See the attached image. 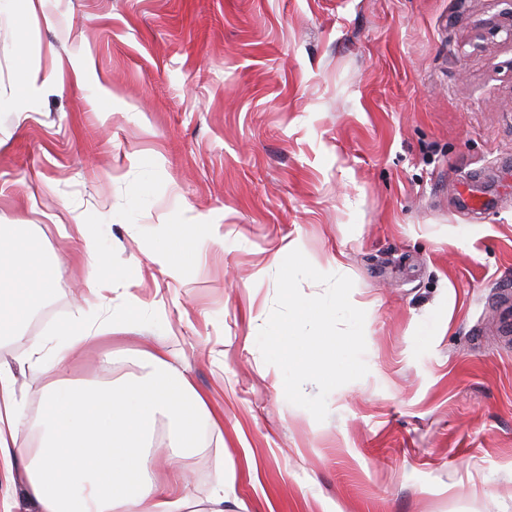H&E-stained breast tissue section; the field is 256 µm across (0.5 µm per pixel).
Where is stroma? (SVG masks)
Here are the masks:
<instances>
[{
  "label": "stroma",
  "mask_w": 512,
  "mask_h": 512,
  "mask_svg": "<svg viewBox=\"0 0 512 512\" xmlns=\"http://www.w3.org/2000/svg\"><path fill=\"white\" fill-rule=\"evenodd\" d=\"M0 16V225L41 239L57 312L0 341L19 444L59 376L119 382L120 344L24 362L72 318L126 319L223 418L187 491L224 512H512V0H13ZM43 83L18 121L21 70ZM495 193L464 210L459 176ZM115 274L96 300L69 239ZM190 258L166 263L167 240ZM300 249L351 278L368 374L317 422L256 339Z\"/></svg>",
  "instance_id": "stroma-1"
}]
</instances>
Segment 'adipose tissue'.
Here are the masks:
<instances>
[{
  "label": "adipose tissue",
  "mask_w": 512,
  "mask_h": 512,
  "mask_svg": "<svg viewBox=\"0 0 512 512\" xmlns=\"http://www.w3.org/2000/svg\"><path fill=\"white\" fill-rule=\"evenodd\" d=\"M38 239L0 226V335L22 328L52 295L54 280ZM55 363L67 367L81 345L133 333L131 324H64ZM131 354L142 370L130 385L77 388L60 380L40 399V438L20 448L21 400L12 368L0 362V473L20 482L31 512H224V489L194 507L178 482V462L200 421L222 419L178 370L170 353L141 345ZM170 428L155 443L162 421Z\"/></svg>",
  "instance_id": "adipose-tissue-1"
}]
</instances>
